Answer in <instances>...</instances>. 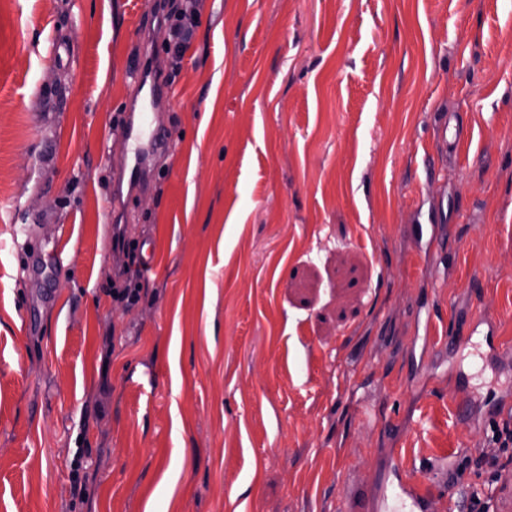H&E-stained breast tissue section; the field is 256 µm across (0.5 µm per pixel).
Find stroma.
<instances>
[{"label":"stroma","mask_w":512,"mask_h":512,"mask_svg":"<svg viewBox=\"0 0 512 512\" xmlns=\"http://www.w3.org/2000/svg\"><path fill=\"white\" fill-rule=\"evenodd\" d=\"M179 3L0 0V512H371L395 449L448 512L512 391V356L431 345L512 338V0H199L181 57L150 27L172 141L117 213L139 31ZM30 237L64 259L25 276ZM481 324H486L488 326L486 333L480 334L478 331V326ZM494 328L495 324L490 319L483 316L480 322L473 327H469L466 333L456 327L455 324L450 325V327L445 325L441 336L435 337L434 344L438 347L467 346L472 343V336H485V344L488 349L495 350L500 356H509L511 354V342L501 338L495 342L493 337Z\"/></svg>","instance_id":"obj_1"}]
</instances>
